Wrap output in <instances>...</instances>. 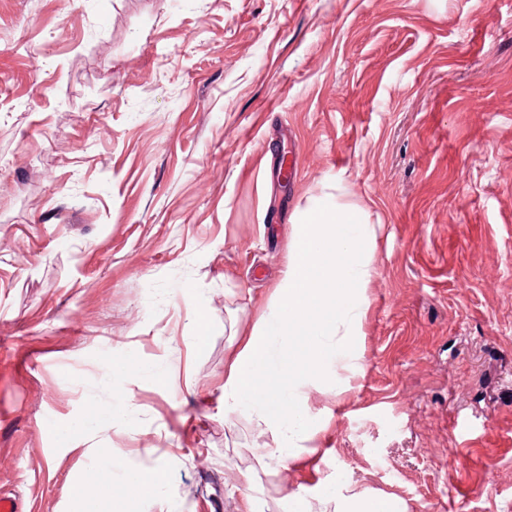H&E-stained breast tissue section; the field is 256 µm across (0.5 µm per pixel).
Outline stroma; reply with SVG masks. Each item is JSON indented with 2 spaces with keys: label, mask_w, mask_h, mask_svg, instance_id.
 <instances>
[{
  "label": "stroma",
  "mask_w": 512,
  "mask_h": 512,
  "mask_svg": "<svg viewBox=\"0 0 512 512\" xmlns=\"http://www.w3.org/2000/svg\"><path fill=\"white\" fill-rule=\"evenodd\" d=\"M340 172L376 225L359 358L274 474L224 379ZM92 403L111 427L64 445ZM104 448L96 512H289L344 477L512 512V0H0V493L68 512ZM167 482V471L163 468H156L145 471L136 476L138 488L148 495L160 494Z\"/></svg>",
  "instance_id": "stroma-1"
}]
</instances>
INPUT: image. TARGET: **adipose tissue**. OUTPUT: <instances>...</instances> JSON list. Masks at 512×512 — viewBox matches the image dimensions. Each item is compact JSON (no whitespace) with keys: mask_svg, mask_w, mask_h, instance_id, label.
Returning a JSON list of instances; mask_svg holds the SVG:
<instances>
[{"mask_svg":"<svg viewBox=\"0 0 512 512\" xmlns=\"http://www.w3.org/2000/svg\"><path fill=\"white\" fill-rule=\"evenodd\" d=\"M289 499L292 512H404L398 499L358 492L347 480L326 486L310 499L295 493L290 494Z\"/></svg>","mask_w":512,"mask_h":512,"instance_id":"obj_1","label":"adipose tissue"}]
</instances>
